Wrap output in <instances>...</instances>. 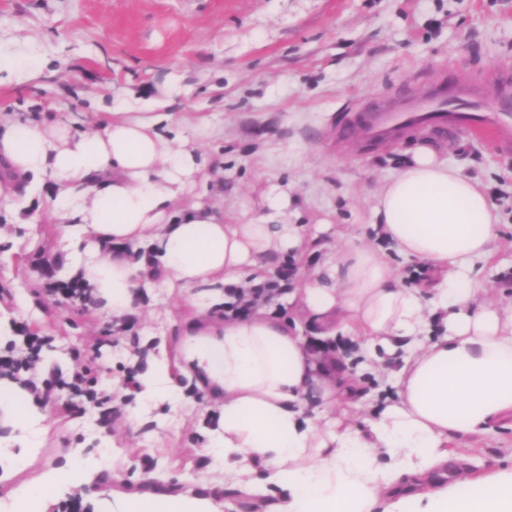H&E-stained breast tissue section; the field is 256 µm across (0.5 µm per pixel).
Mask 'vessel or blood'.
Segmentation results:
<instances>
[{"label": "vessel or blood", "instance_id": "vessel-or-blood-1", "mask_svg": "<svg viewBox=\"0 0 512 512\" xmlns=\"http://www.w3.org/2000/svg\"><path fill=\"white\" fill-rule=\"evenodd\" d=\"M465 82L466 90H457L440 75L428 92L410 102L372 112L352 108L350 118L336 125L337 150L362 156L415 130L439 135L452 130L512 154V78L490 68L466 74Z\"/></svg>", "mask_w": 512, "mask_h": 512}]
</instances>
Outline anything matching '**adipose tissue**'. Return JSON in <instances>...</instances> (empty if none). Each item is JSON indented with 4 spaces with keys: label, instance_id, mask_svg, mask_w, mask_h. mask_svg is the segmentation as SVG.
Listing matches in <instances>:
<instances>
[{
    "label": "adipose tissue",
    "instance_id": "1",
    "mask_svg": "<svg viewBox=\"0 0 512 512\" xmlns=\"http://www.w3.org/2000/svg\"><path fill=\"white\" fill-rule=\"evenodd\" d=\"M165 112L113 107L101 129L0 118V197L47 175L59 223L88 238L70 261L114 325L140 306L152 281L178 291L195 313L181 328L177 366L219 404L224 479L253 494L258 467L276 470V503L255 512H402L405 477L430 482L429 512H512V468L472 478L449 442L512 420V300L484 303L478 266L499 238V215L481 183L427 145L376 193L372 241L346 234L322 255L288 303L364 351L375 374L392 373L394 395L363 411L349 358H324L287 319L256 312L219 319L225 291L261 283L297 254L302 228L282 222L288 193L273 187L265 219L228 224L214 205L175 201L199 184L200 165L176 145ZM423 263L414 287L393 256ZM127 512H228L229 502L148 492Z\"/></svg>",
    "mask_w": 512,
    "mask_h": 512
}]
</instances>
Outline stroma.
Returning a JSON list of instances; mask_svg holds the SVG:
<instances>
[{
	"label": "stroma",
	"instance_id": "1",
	"mask_svg": "<svg viewBox=\"0 0 512 512\" xmlns=\"http://www.w3.org/2000/svg\"><path fill=\"white\" fill-rule=\"evenodd\" d=\"M0 44L34 47L42 59L35 71L0 70V116L73 119L93 131L116 101L129 112L169 113L231 224L261 220L270 188L287 186L285 223L310 231L328 221L336 230L297 265L298 283L322 252L340 247V233L365 231L373 194L410 149L433 146L487 187L502 230L484 267V300L512 299V156L463 133H417L363 157L337 153L332 139L354 103L442 71L512 67V0H0ZM55 200L47 176L31 198L0 199V348L39 330L52 343L38 375L89 362L102 388L115 380L120 389L110 421L89 405L63 412L54 398L37 403L31 434L0 435L29 461L0 479V512H17L13 489L37 476L52 508L79 495L92 512H125V494L190 486L228 499L215 403L186 383L177 406L126 387L146 373L150 354L174 369L190 304L175 290L144 289L142 308L121 328L100 310L61 306L44 289L41 264L69 281L63 257L83 254L87 241L56 223ZM18 211L28 221L16 226ZM450 446L474 475L496 473L512 465V421ZM66 468L69 478L54 480Z\"/></svg>",
	"mask_w": 512,
	"mask_h": 512
}]
</instances>
